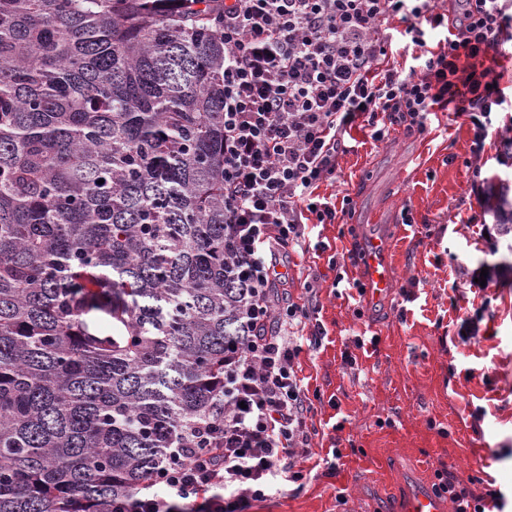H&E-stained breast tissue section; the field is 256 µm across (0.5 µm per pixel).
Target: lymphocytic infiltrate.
<instances>
[{"label":"lymphocytic infiltrate","instance_id":"f902f5d3","mask_svg":"<svg viewBox=\"0 0 512 512\" xmlns=\"http://www.w3.org/2000/svg\"><path fill=\"white\" fill-rule=\"evenodd\" d=\"M511 41L512 0H224V248L249 290L250 334L224 366L220 412L118 512H246L304 480L314 431L296 360L304 329L325 331L308 304L281 301L276 265L307 223L349 216L316 189L356 119L380 141L446 110L484 138L506 102L497 56ZM392 52L407 69L384 67Z\"/></svg>","mask_w":512,"mask_h":512}]
</instances>
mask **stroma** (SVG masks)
<instances>
[{
  "mask_svg": "<svg viewBox=\"0 0 512 512\" xmlns=\"http://www.w3.org/2000/svg\"><path fill=\"white\" fill-rule=\"evenodd\" d=\"M352 136L318 192L349 199L353 225H308L288 259L290 296L308 297L327 331L297 359L319 395L308 476L248 512H397L442 468L512 512V270L501 266L506 239L478 206L512 185L501 153L512 112L494 114L477 154L473 126L448 111L430 114L421 135ZM375 239L388 247L393 291L372 303L355 288L360 265L328 261Z\"/></svg>",
  "mask_w": 512,
  "mask_h": 512,
  "instance_id": "35a3bbf8",
  "label": "stroma"
}]
</instances>
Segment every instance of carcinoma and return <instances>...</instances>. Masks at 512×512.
<instances>
[{
  "label": "carcinoma",
  "instance_id": "obj_1",
  "mask_svg": "<svg viewBox=\"0 0 512 512\" xmlns=\"http://www.w3.org/2000/svg\"><path fill=\"white\" fill-rule=\"evenodd\" d=\"M224 57L221 0H0V512H116L250 335Z\"/></svg>",
  "mask_w": 512,
  "mask_h": 512
}]
</instances>
